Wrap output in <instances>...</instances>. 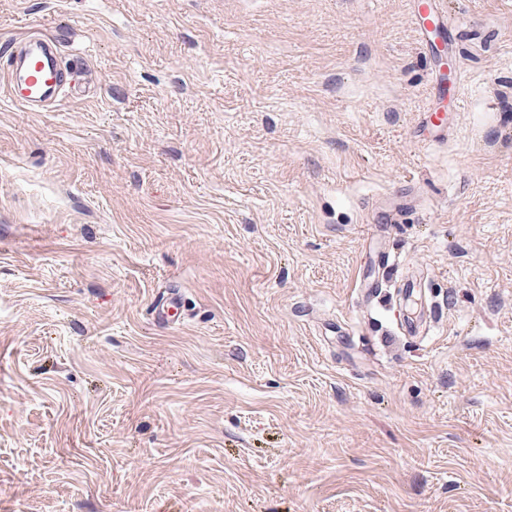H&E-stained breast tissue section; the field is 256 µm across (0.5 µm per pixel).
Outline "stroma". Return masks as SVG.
Listing matches in <instances>:
<instances>
[{"label": "stroma", "instance_id": "35a3bbf8", "mask_svg": "<svg viewBox=\"0 0 512 512\" xmlns=\"http://www.w3.org/2000/svg\"><path fill=\"white\" fill-rule=\"evenodd\" d=\"M440 2L430 144L412 0H0L94 83L0 96V512H512V0ZM421 136L424 139L436 141L448 134V119L445 112L430 109L423 113L420 124ZM181 297L178 291L168 290L153 305L154 317L158 323L171 325L180 323L181 320Z\"/></svg>", "mask_w": 512, "mask_h": 512}]
</instances>
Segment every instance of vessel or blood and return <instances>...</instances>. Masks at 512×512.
Instances as JSON below:
<instances>
[{
	"mask_svg": "<svg viewBox=\"0 0 512 512\" xmlns=\"http://www.w3.org/2000/svg\"><path fill=\"white\" fill-rule=\"evenodd\" d=\"M420 18L422 37L437 36L444 45L455 42L454 29L439 0H413ZM0 66L7 73L5 92L8 98L28 112H43L65 98H78L90 90L82 73L67 68L60 40L52 34L30 29L10 37L0 45ZM423 138L436 141L448 133V119L436 109L424 112L420 124ZM181 297L167 291L153 305L158 323L171 325L181 320Z\"/></svg>",
	"mask_w": 512,
	"mask_h": 512,
	"instance_id": "vessel-or-blood-1",
	"label": "vessel or blood"
}]
</instances>
